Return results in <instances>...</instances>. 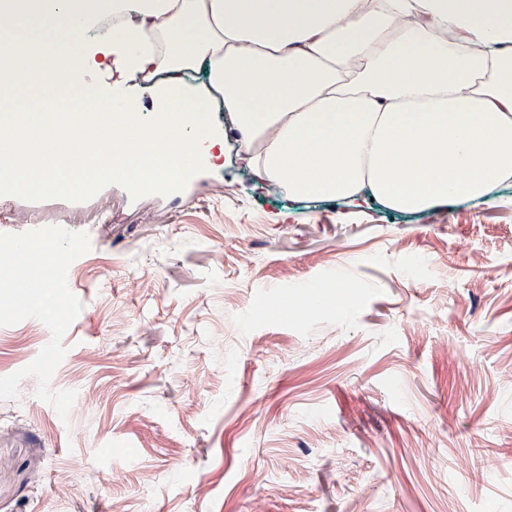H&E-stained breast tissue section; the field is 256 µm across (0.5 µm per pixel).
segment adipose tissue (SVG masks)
<instances>
[{
    "mask_svg": "<svg viewBox=\"0 0 512 512\" xmlns=\"http://www.w3.org/2000/svg\"><path fill=\"white\" fill-rule=\"evenodd\" d=\"M0 12L13 57L108 73L81 114L139 112L137 149L185 169L228 139L293 200L428 211L512 179V0H27ZM94 29L72 41V26ZM221 108L224 121L208 114Z\"/></svg>",
    "mask_w": 512,
    "mask_h": 512,
    "instance_id": "1",
    "label": "adipose tissue"
}]
</instances>
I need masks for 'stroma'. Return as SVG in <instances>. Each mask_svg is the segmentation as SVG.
Wrapping results in <instances>:
<instances>
[{"instance_id":"obj_1","label":"stroma","mask_w":512,"mask_h":512,"mask_svg":"<svg viewBox=\"0 0 512 512\" xmlns=\"http://www.w3.org/2000/svg\"><path fill=\"white\" fill-rule=\"evenodd\" d=\"M225 147L48 227L69 264L0 309V512H512V185L352 212Z\"/></svg>"}]
</instances>
